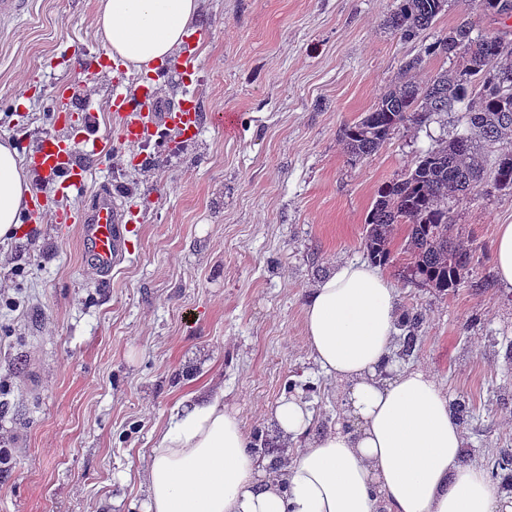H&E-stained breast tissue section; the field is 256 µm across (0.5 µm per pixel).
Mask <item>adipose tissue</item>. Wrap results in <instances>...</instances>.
<instances>
[{"label":"adipose tissue","instance_id":"ef3b65f1","mask_svg":"<svg viewBox=\"0 0 512 512\" xmlns=\"http://www.w3.org/2000/svg\"><path fill=\"white\" fill-rule=\"evenodd\" d=\"M199 0H97L95 26L112 54L147 68L174 54ZM30 186L0 142V239L16 234ZM309 352L342 383L344 421L274 468L251 450L223 396L176 405L146 467L144 512H512L483 467L464 460L450 398L422 367L391 370L394 289L378 268L343 263L310 288ZM282 435L307 434L302 394L272 410Z\"/></svg>","mask_w":512,"mask_h":512}]
</instances>
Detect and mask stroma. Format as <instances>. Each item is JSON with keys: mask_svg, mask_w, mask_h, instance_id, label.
<instances>
[{"mask_svg": "<svg viewBox=\"0 0 512 512\" xmlns=\"http://www.w3.org/2000/svg\"><path fill=\"white\" fill-rule=\"evenodd\" d=\"M96 0H27L0 34V140L26 155L43 137L75 136L79 102L97 101L98 132L116 133L107 106L113 60L93 26ZM399 0H200L189 81L126 65L124 92L151 84L162 103L198 101L192 147L167 133L155 169L139 150L94 158L82 195L32 183L44 221L0 240V512H142L143 476L158 432L191 394L223 395L252 444L282 446L270 412L302 392L312 433L333 428L341 389L305 346L303 304L334 265L366 261V217L380 186L463 129L461 113L400 126L371 157L350 160L343 130L370 111L404 56L421 53L459 18L489 22L473 0L414 41L385 20ZM95 67L89 76L79 60ZM235 120L224 129L225 115ZM112 188L137 213L110 278L94 270L78 212ZM474 249L473 276L445 294L411 283L406 233L392 234L383 274L398 307L422 315L410 363L469 403L470 458L512 448V294L496 284V227L512 223V191L485 188L452 202Z\"/></svg>", "mask_w": 512, "mask_h": 512, "instance_id": "1", "label": "stroma"}]
</instances>
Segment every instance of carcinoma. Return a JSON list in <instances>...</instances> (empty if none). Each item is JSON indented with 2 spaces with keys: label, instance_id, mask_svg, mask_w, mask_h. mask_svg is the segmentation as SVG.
I'll list each match as a JSON object with an SVG mask.
<instances>
[{
  "label": "carcinoma",
  "instance_id": "obj_1",
  "mask_svg": "<svg viewBox=\"0 0 512 512\" xmlns=\"http://www.w3.org/2000/svg\"><path fill=\"white\" fill-rule=\"evenodd\" d=\"M449 2L399 0L386 24L401 40L412 41L448 11ZM476 3L495 24L512 18V0ZM472 33L471 22L463 20L424 54L403 58V78L379 95L372 111L343 130L350 158L360 161L377 152L401 125L422 124L435 113L468 102L465 132L426 151L401 178L383 184L366 220L364 248L373 263L391 261V232L402 224L410 279L440 292L460 287L473 273L471 244L450 235L453 216L448 199L464 200L485 185L512 190V32L496 29L476 37ZM426 56L448 58L453 67L420 84L408 74L420 69ZM491 148L496 155L490 164ZM419 323L415 315L400 316V357L413 355ZM486 477L512 491V453L503 451L486 464Z\"/></svg>",
  "mask_w": 512,
  "mask_h": 512
}]
</instances>
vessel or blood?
<instances>
[{"label": "vessel or blood", "instance_id": "obj_1", "mask_svg": "<svg viewBox=\"0 0 512 512\" xmlns=\"http://www.w3.org/2000/svg\"><path fill=\"white\" fill-rule=\"evenodd\" d=\"M114 114L124 117L121 139L133 145L154 135L159 127L175 131L182 139H193L201 122L194 102L184 101L164 112L153 111V99L142 93L135 96L112 93L109 98ZM84 137H50L41 140L27 156V167L34 179H52L61 188L83 191L87 179V164L81 151L83 138L94 137L92 122H85ZM82 242L95 270L102 275L111 273L126 246L125 231L131 212L119 203L112 188L98 190L94 204L79 218Z\"/></svg>", "mask_w": 512, "mask_h": 512}]
</instances>
